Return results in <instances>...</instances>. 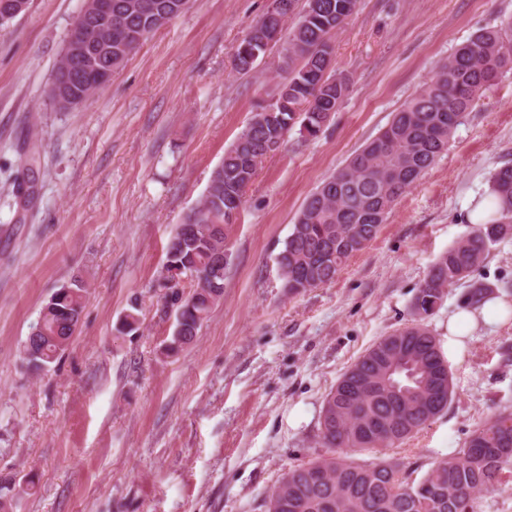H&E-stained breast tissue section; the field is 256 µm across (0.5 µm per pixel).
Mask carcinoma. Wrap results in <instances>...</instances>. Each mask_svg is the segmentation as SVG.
Wrapping results in <instances>:
<instances>
[{
    "mask_svg": "<svg viewBox=\"0 0 512 512\" xmlns=\"http://www.w3.org/2000/svg\"><path fill=\"white\" fill-rule=\"evenodd\" d=\"M189 0H112V13L131 30L155 25L162 14L176 18ZM357 0H306L288 36L285 76L270 98L224 150L200 202L169 238L166 268L187 278L188 294L170 288L169 302L182 312L181 330L166 353L193 343L212 307L224 295L226 230L235 223L244 193L259 164L299 128L309 139L322 133L349 95L348 74L336 69L330 35L355 12ZM291 10H267L238 45V72L253 70L282 32ZM139 43L112 36L83 61L92 70L112 57L120 69ZM512 72V22L485 27L461 43L435 77L393 114L387 126L347 165L325 179L303 204L284 249L277 256L282 288L297 296L332 282L347 260L379 232L398 200L448 149L456 128L481 94ZM497 210L477 229L441 254L412 303L414 320L375 342L327 395L320 445L327 455L289 468L267 501L268 512H476L481 497L512 481V411L503 409L474 431L465 446L411 480L392 460L358 463L350 451L375 454L403 442L447 408L451 385L436 383L447 359L424 325L448 287L469 288L478 304L489 286L474 278L490 246L512 235V165L491 176ZM86 284L75 279L57 288L31 326L23 359L29 372L50 371L75 335L85 307ZM16 480L0 475V512H8Z\"/></svg>",
    "mask_w": 512,
    "mask_h": 512,
    "instance_id": "cac0c4a2",
    "label": "carcinoma"
}]
</instances>
